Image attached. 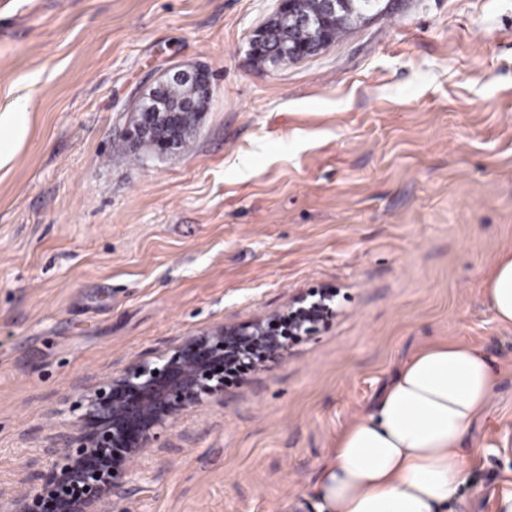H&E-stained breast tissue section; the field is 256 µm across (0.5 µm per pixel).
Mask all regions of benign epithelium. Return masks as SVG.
<instances>
[{"label":"benign epithelium","mask_w":512,"mask_h":512,"mask_svg":"<svg viewBox=\"0 0 512 512\" xmlns=\"http://www.w3.org/2000/svg\"><path fill=\"white\" fill-rule=\"evenodd\" d=\"M353 8V0H321L320 10L299 18L311 35L310 44L294 49L301 61L314 45L328 41V23L341 11ZM251 57H271L266 34L257 29L248 42ZM205 73L198 70H168L156 85L171 81H203ZM209 92H202L183 109L171 114V128L179 133L195 125L206 111ZM156 104L146 94L136 100L132 121L125 132L135 145L151 129ZM318 300L297 299L290 307L291 328L297 336H310L319 326L317 313L330 298L327 291L310 293ZM288 348L286 338L272 330V321L257 320L245 327L224 326L210 333L191 337L182 347L160 362L138 361L121 374L102 381L85 397L82 418L88 430L76 438L77 445L66 447L52 472L33 496L16 502L12 512H41L42 499L52 497L56 512H88V508L121 487L126 463L142 449L151 447L160 437L169 417L195 407L201 395L210 389L215 368L226 359H253L255 356H280Z\"/></svg>","instance_id":"benign-epithelium-1"}]
</instances>
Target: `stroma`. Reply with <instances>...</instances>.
<instances>
[{"mask_svg":"<svg viewBox=\"0 0 512 512\" xmlns=\"http://www.w3.org/2000/svg\"><path fill=\"white\" fill-rule=\"evenodd\" d=\"M278 0H0V512L35 494L76 405L189 337L335 312L168 419L101 512H319L337 434L422 344L481 349L496 386L469 512L512 491V326L482 296L512 247V0H395L320 53L259 66ZM201 70L188 150L142 154L132 108ZM30 112L28 102H19L15 112L0 116V162L6 161L27 133ZM331 291L322 290L309 294V297L319 296L317 301L306 304L308 296L297 299L290 307L288 315L293 311L290 322V327L294 330L297 336H310L314 334L319 326L317 313L326 305V299H332L333 296L327 293ZM292 320V323H291Z\"/></svg>","mask_w":512,"mask_h":512,"instance_id":"1","label":"stroma"}]
</instances>
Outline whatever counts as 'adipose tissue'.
<instances>
[{"label":"adipose tissue","instance_id":"ef3b65f1","mask_svg":"<svg viewBox=\"0 0 512 512\" xmlns=\"http://www.w3.org/2000/svg\"><path fill=\"white\" fill-rule=\"evenodd\" d=\"M483 296L496 320L512 325V249L487 273ZM493 384L477 348L435 342L415 352L366 417L337 437L318 485L324 512H444L471 481L462 445Z\"/></svg>","mask_w":512,"mask_h":512}]
</instances>
